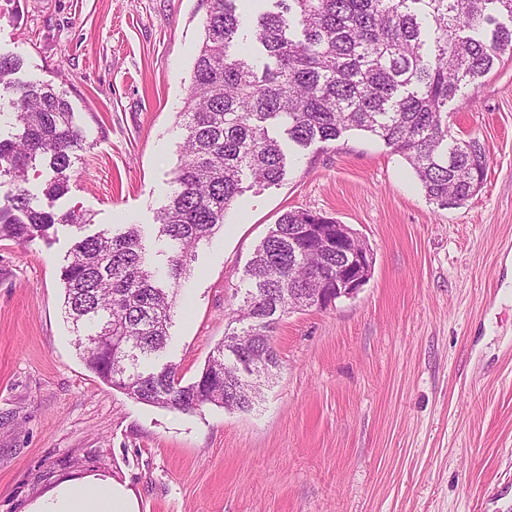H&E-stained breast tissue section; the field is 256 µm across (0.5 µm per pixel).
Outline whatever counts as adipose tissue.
Masks as SVG:
<instances>
[{
	"label": "adipose tissue",
	"mask_w": 512,
	"mask_h": 512,
	"mask_svg": "<svg viewBox=\"0 0 512 512\" xmlns=\"http://www.w3.org/2000/svg\"><path fill=\"white\" fill-rule=\"evenodd\" d=\"M30 512H135L130 498L108 479L87 484H64L46 498L36 501Z\"/></svg>",
	"instance_id": "ef3b65f1"
}]
</instances>
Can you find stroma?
Listing matches in <instances>:
<instances>
[{"label":"stroma","instance_id":"stroma-1","mask_svg":"<svg viewBox=\"0 0 512 512\" xmlns=\"http://www.w3.org/2000/svg\"><path fill=\"white\" fill-rule=\"evenodd\" d=\"M206 0H0V55L20 81L64 89L84 140L69 189L30 168L34 208L86 234L140 225L152 266L173 253L157 213L173 185ZM450 127L488 153L464 205L430 202L406 161L349 134L315 143L282 182L255 186L200 244L161 362L191 383L232 331L231 311L270 227L306 209L373 251L351 298L290 314L280 367L248 412L182 413L88 370L63 307L73 230L0 240V512L60 483L110 478L138 512H512V56L448 104Z\"/></svg>","mask_w":512,"mask_h":512}]
</instances>
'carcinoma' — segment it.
<instances>
[{"mask_svg":"<svg viewBox=\"0 0 512 512\" xmlns=\"http://www.w3.org/2000/svg\"><path fill=\"white\" fill-rule=\"evenodd\" d=\"M238 0H208L204 39L181 117L186 131L173 190L158 215L159 233L174 255L169 285L147 262L138 226L78 235L62 266L64 310L74 345L98 378L151 405L193 412L212 404L248 411L260 386L237 375L241 358L258 372L279 367L273 333L302 310L315 289L336 281V249L298 234L301 224H334L310 210L281 215L257 245L233 321L199 377L182 384L167 362L142 363L162 352L180 286L194 249L224 226L244 181L276 185L287 154L275 126L295 150L331 143L348 132L377 139L412 168L427 199L456 208L481 189L485 145L451 133L448 101L461 86L487 75L512 54V0H270L252 27L269 62L234 51L243 27ZM19 59L0 55V89L16 90L17 140L0 139V177L16 193L0 203V238L32 242L64 222L30 205L27 169L39 161L54 173L49 196L68 190L71 153L82 141L66 91L48 82L13 80Z\"/></svg>","mask_w":512,"mask_h":512,"instance_id":"cac0c4a2","label":"carcinoma"}]
</instances>
